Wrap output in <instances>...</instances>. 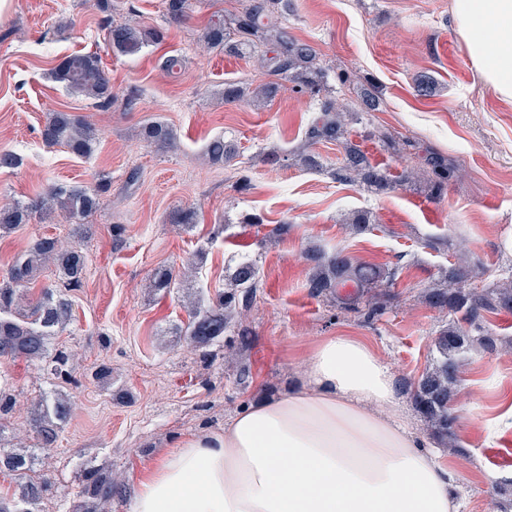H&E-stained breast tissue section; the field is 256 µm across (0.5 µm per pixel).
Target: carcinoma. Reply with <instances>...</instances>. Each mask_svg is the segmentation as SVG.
<instances>
[{
    "label": "carcinoma",
    "mask_w": 512,
    "mask_h": 512,
    "mask_svg": "<svg viewBox=\"0 0 512 512\" xmlns=\"http://www.w3.org/2000/svg\"><path fill=\"white\" fill-rule=\"evenodd\" d=\"M167 22L186 23L191 16V0H164ZM288 8V0H246L242 11L226 22L224 16L209 21L203 39L215 51L239 54L245 49L260 51L259 59L276 80L253 91L236 83L224 84V103L233 104L244 99L261 103L272 98L279 89V81L294 84L300 92L321 91V72L317 68V51L282 28L270 36V21L275 13ZM107 38L112 51L122 56H134L149 44H161L167 38V29L161 26H143L114 22L107 17ZM55 81L95 102L101 108H110L114 101L112 82L95 53L72 54L62 57L52 71ZM344 110L334 101H327L321 113L305 132L306 142H336L344 137ZM142 136L160 149L172 147L175 135L172 127L162 121H149L142 127ZM41 138L48 145L64 146L75 155L84 156L93 151L96 129L84 118L67 112H54L41 129ZM345 164L336 172L343 181L359 182L368 187L384 189L389 182L373 166L358 146H345ZM235 154L233 144L222 138L211 140L206 155L213 163L230 161ZM420 171L428 177L432 188L443 191L452 169L438 154L424 149L419 156ZM107 186L94 189L69 188L55 185L27 203L0 206V231L9 233L27 223L34 213L59 210L72 218L84 216L99 204L100 194ZM313 273L307 281L309 293L320 297L337 294V289L348 283L365 292L383 280L392 282L398 268L384 270L371 263L355 264L343 252L332 255L321 249H312L305 255ZM55 264L66 279V287L80 285L85 270V258L77 250H65L53 237L40 238L26 254L13 262L5 279L0 282V357L23 356L30 360H48L50 374L65 381L72 376L71 354L59 350L49 352V341L57 330L72 318V302L63 290L45 289L31 312L20 306L26 285L36 281L37 272L47 264ZM477 278L474 267L465 253L433 287L424 292L425 302L433 309L447 310L460 315L439 330L433 338L435 357L432 366L411 385L410 395L417 411L427 422L431 435L452 454L462 452L455 434L456 417L448 412V403L456 395L464 355L474 345L494 350L499 338L483 330L480 336H471V327L485 311H512V277L492 288H469L467 283ZM260 271L256 262L242 258L231 277L230 290L220 291L208 300L198 297L187 305L189 319L181 327L186 340L197 349H203L202 358L213 360L207 347L224 339L234 314L251 304L259 287ZM71 405L62 396L44 398L32 414V447L55 446L61 425L67 421ZM33 453L15 448H0V470L15 476L18 492L0 496V512H39L50 482L43 475L32 474ZM123 484L112 477L104 467H89L82 474V497L78 512H109L112 501L122 497Z\"/></svg>",
    "instance_id": "carcinoma-1"
}]
</instances>
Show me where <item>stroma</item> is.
Segmentation results:
<instances>
[{"label": "stroma", "mask_w": 512, "mask_h": 512, "mask_svg": "<svg viewBox=\"0 0 512 512\" xmlns=\"http://www.w3.org/2000/svg\"><path fill=\"white\" fill-rule=\"evenodd\" d=\"M8 2L0 15V153L15 154L18 163L0 168V202H23L61 183L110 185L78 222L36 215L0 236V277L44 236L87 261L81 286L69 293L73 317L50 340L51 348L73 354L71 380L55 379L40 361L0 358V384L15 400L1 441L26 443L44 393L61 391L72 406L55 447L35 452L33 471L52 486L42 512H72L88 465L108 467L134 493L138 474L162 449L222 430L235 413L301 383L308 351L322 337H363L400 382L417 378L433 362L432 337L449 320L422 303L423 290L463 247L484 271L478 287L512 266V104L474 73L454 30L451 0H291L278 24L317 49L324 88L314 95L285 83L259 109L222 97L225 82H265L256 57L227 56L199 40L214 13L232 18L244 0H191V19L172 26L163 0H112L113 19L168 28L164 43L134 56L115 55L107 45L96 0ZM93 51L115 96L104 111L52 77L61 57ZM169 55L184 60L178 75L159 66ZM421 75L435 79L433 96L416 94ZM367 92L378 106L365 112ZM326 99L356 110L345 142L360 145L393 187L379 192L337 180L345 142L312 146L321 170L289 162ZM54 111L95 123L93 153L78 156L43 142L40 130ZM151 120L174 129V149L159 151L140 138ZM217 137L239 148L224 164L205 155ZM417 145L454 170L441 196H432L424 180L402 178L418 165ZM273 148L285 155L283 166L264 163ZM180 208L195 211V224L170 223ZM358 211L375 216L371 230L347 224ZM312 247L397 268L393 283L371 291L384 314L368 322L339 300L311 296L305 253ZM244 256L260 268L256 297L237 319L250 333L247 345L230 359L216 344L214 364H204L179 333L186 297H214ZM163 269L183 275L181 287L154 290ZM483 323L504 345L493 353L473 348L463 361L456 416L464 452L448 461L460 512H512V503L490 495L492 484L512 478V428L503 419L512 405V314L488 313ZM103 364L112 370L108 386L93 376ZM243 364L252 371L245 388L236 383ZM119 393L128 401H116Z\"/></svg>", "instance_id": "obj_1"}]
</instances>
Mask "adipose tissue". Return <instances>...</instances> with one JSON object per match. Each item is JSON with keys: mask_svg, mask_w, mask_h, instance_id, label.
<instances>
[{"mask_svg": "<svg viewBox=\"0 0 512 512\" xmlns=\"http://www.w3.org/2000/svg\"><path fill=\"white\" fill-rule=\"evenodd\" d=\"M480 81L512 102V0H451ZM456 472L410 428L400 383L361 337L316 341L305 380L223 431L160 453L130 512H458Z\"/></svg>", "mask_w": 512, "mask_h": 512, "instance_id": "1", "label": "adipose tissue"}]
</instances>
